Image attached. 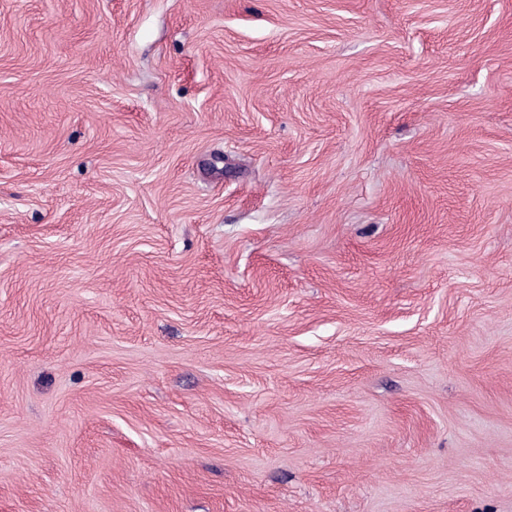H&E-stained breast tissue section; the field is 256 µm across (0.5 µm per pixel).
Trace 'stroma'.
<instances>
[{"instance_id":"obj_1","label":"stroma","mask_w":512,"mask_h":512,"mask_svg":"<svg viewBox=\"0 0 512 512\" xmlns=\"http://www.w3.org/2000/svg\"><path fill=\"white\" fill-rule=\"evenodd\" d=\"M0 512H512V0H0Z\"/></svg>"}]
</instances>
